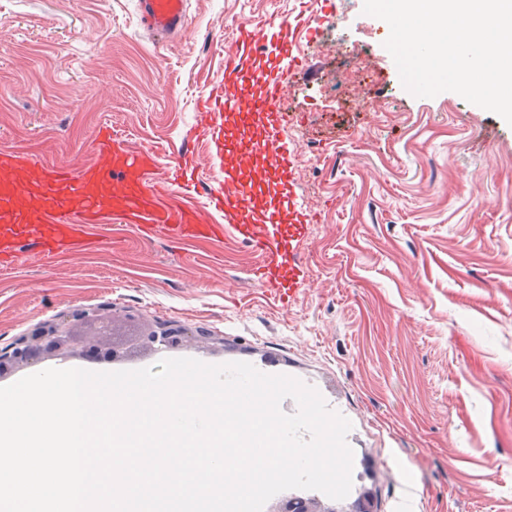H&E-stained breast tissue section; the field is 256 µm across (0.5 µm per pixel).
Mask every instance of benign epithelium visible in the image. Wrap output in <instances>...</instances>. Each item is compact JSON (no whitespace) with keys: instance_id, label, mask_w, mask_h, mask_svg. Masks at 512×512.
Segmentation results:
<instances>
[{"instance_id":"7a95c632","label":"benign epithelium","mask_w":512,"mask_h":512,"mask_svg":"<svg viewBox=\"0 0 512 512\" xmlns=\"http://www.w3.org/2000/svg\"><path fill=\"white\" fill-rule=\"evenodd\" d=\"M186 329L157 323L144 338V344L156 351L169 350L182 344ZM80 357L98 362H110L112 349L101 345L93 337L76 339L63 323L53 322L44 327L38 336H18L0 348V376L22 365H35L46 357L67 360ZM269 512H378L374 496L363 491L358 500L350 503H324L312 508L311 497L287 493L279 498Z\"/></svg>"}]
</instances>
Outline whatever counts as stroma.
Returning a JSON list of instances; mask_svg holds the SVG:
<instances>
[{
    "label": "stroma",
    "mask_w": 512,
    "mask_h": 512,
    "mask_svg": "<svg viewBox=\"0 0 512 512\" xmlns=\"http://www.w3.org/2000/svg\"><path fill=\"white\" fill-rule=\"evenodd\" d=\"M182 38L161 42L137 0H0V148L64 166L90 158L100 127L161 164L194 151L207 89L224 78L239 22L310 18L281 106L296 191L318 215L301 246L305 281L288 305L255 280L241 243L172 242L129 224L100 246L0 269V345L60 315L75 333L108 309V370L163 359L140 336L190 328L183 357L243 361L316 387L351 418L359 487L379 512H512V126L453 92H405L388 24L360 0H189Z\"/></svg>",
    "instance_id": "35a3bbf8"
}]
</instances>
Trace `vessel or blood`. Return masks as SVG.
<instances>
[{
  "label": "vessel or blood",
  "mask_w": 512,
  "mask_h": 512,
  "mask_svg": "<svg viewBox=\"0 0 512 512\" xmlns=\"http://www.w3.org/2000/svg\"><path fill=\"white\" fill-rule=\"evenodd\" d=\"M138 2L144 28L162 38L188 23V0ZM238 31L225 50L224 85L197 114L218 169L203 206L169 196L173 183L195 190L192 156L173 160L169 181L150 183L155 153L119 143L107 129L92 142V162L73 170L37 163L27 151H0V266L29 246L47 257L87 252L97 244L92 227L109 213L146 235L240 240L258 258L255 278L277 298L293 297L304 282L299 245L314 214L296 198L291 118L280 101L287 72L305 70L309 61L295 53L287 20H251Z\"/></svg>",
  "instance_id": "b4317fda"
}]
</instances>
